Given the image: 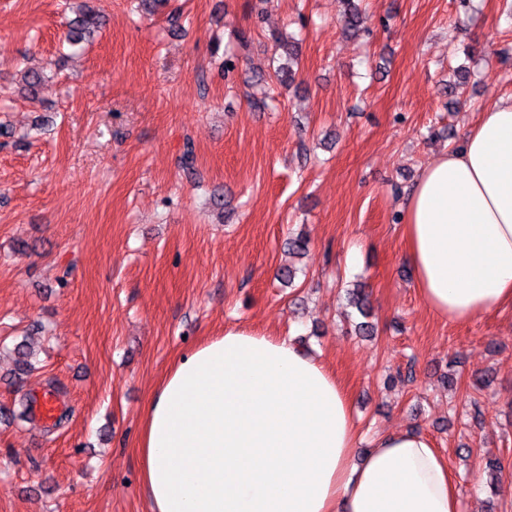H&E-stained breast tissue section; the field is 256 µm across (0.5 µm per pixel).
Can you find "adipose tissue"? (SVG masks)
Masks as SVG:
<instances>
[{
	"mask_svg": "<svg viewBox=\"0 0 512 512\" xmlns=\"http://www.w3.org/2000/svg\"><path fill=\"white\" fill-rule=\"evenodd\" d=\"M403 235L435 316L512 304V100L421 169ZM138 452L150 512H461L431 438L396 428L362 448L345 388L291 336L228 327L183 353L144 408Z\"/></svg>",
	"mask_w": 512,
	"mask_h": 512,
	"instance_id": "ef3b65f1",
	"label": "adipose tissue"
}]
</instances>
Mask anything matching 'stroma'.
I'll use <instances>...</instances> for the list:
<instances>
[{
    "mask_svg": "<svg viewBox=\"0 0 512 512\" xmlns=\"http://www.w3.org/2000/svg\"><path fill=\"white\" fill-rule=\"evenodd\" d=\"M64 3L0 0V512H149L144 407L181 354L232 325L308 336L364 441L421 430L462 512H512V305L434 318L401 222L419 170L512 99V0H365L363 40L343 36L340 0H171L172 21L95 0L107 26L76 55ZM276 33L300 41L288 89L257 80ZM458 65L468 92L451 103L439 85ZM29 68L48 74L34 94ZM301 231L288 288L277 272ZM356 280L372 336L345 306ZM24 339L39 369L18 383L9 351ZM46 391L56 419L30 420Z\"/></svg>",
    "mask_w": 512,
    "mask_h": 512,
    "instance_id": "obj_1",
    "label": "stroma"
}]
</instances>
